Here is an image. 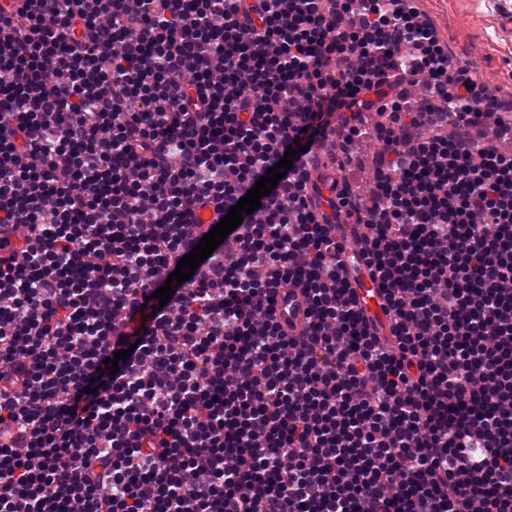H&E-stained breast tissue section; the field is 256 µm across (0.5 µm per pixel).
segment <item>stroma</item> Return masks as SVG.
Listing matches in <instances>:
<instances>
[{"instance_id":"35a3bbf8","label":"stroma","mask_w":512,"mask_h":512,"mask_svg":"<svg viewBox=\"0 0 512 512\" xmlns=\"http://www.w3.org/2000/svg\"><path fill=\"white\" fill-rule=\"evenodd\" d=\"M424 15L442 46L477 83L512 99V31L501 24L512 0H409Z\"/></svg>"}]
</instances>
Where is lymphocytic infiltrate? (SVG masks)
Instances as JSON below:
<instances>
[{
  "mask_svg": "<svg viewBox=\"0 0 512 512\" xmlns=\"http://www.w3.org/2000/svg\"><path fill=\"white\" fill-rule=\"evenodd\" d=\"M499 107L404 0H0V512H512ZM379 151V144L373 139H364L355 150L356 163L348 171L346 177L360 190L366 182L373 185L374 160ZM349 285L353 289L359 305L363 308L368 319L386 324L387 319L382 308L383 301L380 298L376 283L367 274L358 276L351 270Z\"/></svg>",
  "mask_w": 512,
  "mask_h": 512,
  "instance_id": "obj_1",
  "label": "lymphocytic infiltrate"
}]
</instances>
